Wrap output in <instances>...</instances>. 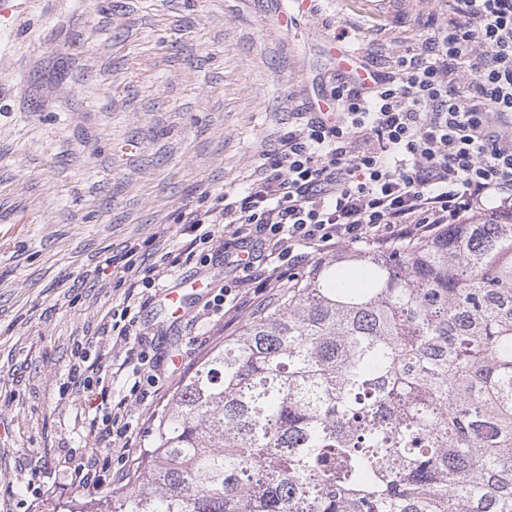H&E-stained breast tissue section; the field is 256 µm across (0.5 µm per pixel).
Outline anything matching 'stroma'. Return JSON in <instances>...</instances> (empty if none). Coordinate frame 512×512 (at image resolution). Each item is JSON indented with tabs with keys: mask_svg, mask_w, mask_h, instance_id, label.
Masks as SVG:
<instances>
[{
	"mask_svg": "<svg viewBox=\"0 0 512 512\" xmlns=\"http://www.w3.org/2000/svg\"><path fill=\"white\" fill-rule=\"evenodd\" d=\"M300 5L291 30L277 15ZM0 15V512H98L127 488L90 421L98 386L79 389V355L121 362L113 307L127 285L112 261L146 260L187 242L185 213L243 192L263 152L277 149L310 103L329 98L343 37L372 69L421 49L444 0H12ZM241 272L215 237L144 290L138 336L163 381L154 401L128 403L136 439L183 373L235 335L270 288L215 319L204 288ZM190 285L176 321L166 290ZM96 449L98 483L74 468Z\"/></svg>",
	"mask_w": 512,
	"mask_h": 512,
	"instance_id": "stroma-1",
	"label": "stroma"
}]
</instances>
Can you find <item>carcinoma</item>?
<instances>
[{"label": "carcinoma", "instance_id": "carcinoma-1", "mask_svg": "<svg viewBox=\"0 0 512 512\" xmlns=\"http://www.w3.org/2000/svg\"><path fill=\"white\" fill-rule=\"evenodd\" d=\"M107 512H512V217L286 289L179 379Z\"/></svg>", "mask_w": 512, "mask_h": 512}]
</instances>
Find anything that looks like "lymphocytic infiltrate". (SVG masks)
I'll return each mask as SVG.
<instances>
[{"label":"lymphocytic infiltrate","mask_w":512,"mask_h":512,"mask_svg":"<svg viewBox=\"0 0 512 512\" xmlns=\"http://www.w3.org/2000/svg\"><path fill=\"white\" fill-rule=\"evenodd\" d=\"M419 53L397 60L394 75L373 73L372 87L343 79L332 89L335 118L313 112L264 153L246 195L219 192L189 212L195 243L248 250L243 273L258 287L292 285L310 254L340 247L426 237L474 211L512 213V0H454ZM122 268L130 289L155 284L171 253L152 263L129 247ZM84 385L120 376L147 401L159 379L145 349L128 348L112 371L90 364ZM126 399L102 400L95 420L111 424L117 461L135 441Z\"/></svg>","instance_id":"f902f5d3"}]
</instances>
